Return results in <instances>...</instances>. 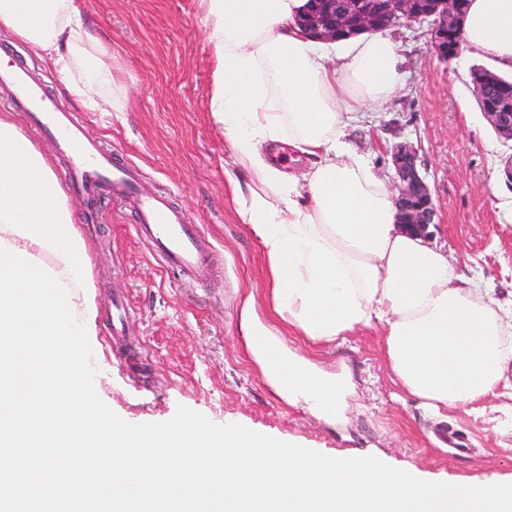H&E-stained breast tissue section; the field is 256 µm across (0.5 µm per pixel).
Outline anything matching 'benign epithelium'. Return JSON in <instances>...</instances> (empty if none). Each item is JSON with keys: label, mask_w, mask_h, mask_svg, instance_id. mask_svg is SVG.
<instances>
[{"label": "benign epithelium", "mask_w": 512, "mask_h": 512, "mask_svg": "<svg viewBox=\"0 0 512 512\" xmlns=\"http://www.w3.org/2000/svg\"><path fill=\"white\" fill-rule=\"evenodd\" d=\"M465 4L466 0H313L296 24L312 39L331 41L425 23L428 46L446 61L456 58L463 48ZM471 81L488 123L501 138L512 142V89L486 69L471 76ZM391 162L399 224L423 236L435 223L437 206L416 151L409 144H399Z\"/></svg>", "instance_id": "1"}]
</instances>
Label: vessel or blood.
<instances>
[{"label":"vessel or blood","mask_w":512,"mask_h":512,"mask_svg":"<svg viewBox=\"0 0 512 512\" xmlns=\"http://www.w3.org/2000/svg\"><path fill=\"white\" fill-rule=\"evenodd\" d=\"M0 83L13 87L14 101L24 109L30 130L50 136L66 157L65 179L72 190L93 201L105 194L113 203L131 208L138 239L166 269L187 274L198 283L210 280L211 250L200 225L191 223L165 196L144 194L136 172L113 165L111 151L92 139L83 121L56 107L26 69L0 73Z\"/></svg>","instance_id":"b4317fda"}]
</instances>
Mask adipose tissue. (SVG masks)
Instances as JSON below:
<instances>
[{"label":"adipose tissue","mask_w":512,"mask_h":512,"mask_svg":"<svg viewBox=\"0 0 512 512\" xmlns=\"http://www.w3.org/2000/svg\"><path fill=\"white\" fill-rule=\"evenodd\" d=\"M307 0H199L216 69L210 112L230 148L224 182L268 262L272 325L245 308L252 358L280 394L342 421L350 382L289 357L277 328L333 342L379 327L402 388L434 413L495 394L512 364V300L459 275L447 255L400 226L396 195L358 152V113L381 112L403 83L400 44L381 31L317 41L295 19ZM28 41L66 89L101 111L109 73L75 0H0V27ZM468 47L512 71V0H468ZM288 141L308 158L267 156Z\"/></svg>","instance_id":"1"}]
</instances>
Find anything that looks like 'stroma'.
<instances>
[{
    "label": "stroma",
    "mask_w": 512,
    "mask_h": 512,
    "mask_svg": "<svg viewBox=\"0 0 512 512\" xmlns=\"http://www.w3.org/2000/svg\"><path fill=\"white\" fill-rule=\"evenodd\" d=\"M98 43L94 53L117 81L120 109L86 112L56 69L29 44L0 29V57L27 68L48 97L85 120L117 161L136 168L144 190L168 196L202 227L218 276L195 283L167 272L131 228L130 210L101 197L95 236L86 238L87 267L99 309L102 353L94 359L98 397L131 424L163 423L186 407L215 425L231 420L323 453L371 451L431 478L512 479V388L499 387L477 410L452 408L447 418L426 411L389 369L381 332L366 328L336 343H313L293 332L282 339L290 355L314 367L349 374L353 392L343 422L315 417L304 403L280 395L250 356L240 328L248 294L263 323L267 260L240 224L224 186L229 147L210 109L215 58L198 21V0H76ZM404 85L385 112L364 113L354 143L369 150L377 169L393 178L390 153L412 145L439 210L429 241L443 246L468 277L497 297L512 292V188L502 161L512 143L485 119L470 72L478 57L461 52L440 60L423 27L401 28ZM130 318L112 342L113 298ZM451 427L471 443L466 454L440 443Z\"/></svg>",
    "instance_id": "obj_1"
}]
</instances>
